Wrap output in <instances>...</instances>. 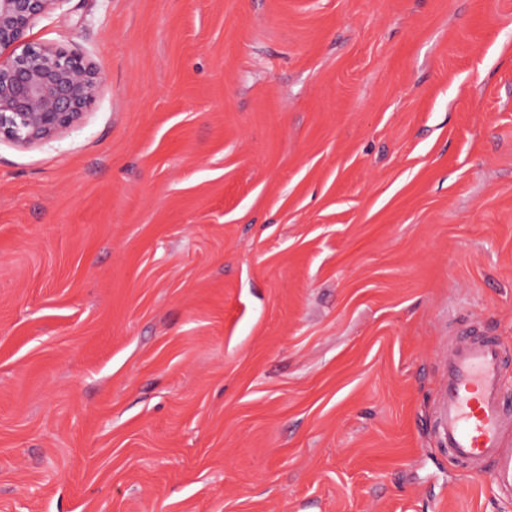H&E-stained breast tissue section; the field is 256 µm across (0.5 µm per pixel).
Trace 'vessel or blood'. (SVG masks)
Segmentation results:
<instances>
[{
  "label": "vessel or blood",
  "instance_id": "obj_1",
  "mask_svg": "<svg viewBox=\"0 0 512 512\" xmlns=\"http://www.w3.org/2000/svg\"><path fill=\"white\" fill-rule=\"evenodd\" d=\"M512 352L498 339L457 331L448 348L439 429L444 448L473 476H489L512 502Z\"/></svg>",
  "mask_w": 512,
  "mask_h": 512
}]
</instances>
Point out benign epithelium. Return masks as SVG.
Instances as JSON below:
<instances>
[{
	"mask_svg": "<svg viewBox=\"0 0 512 512\" xmlns=\"http://www.w3.org/2000/svg\"><path fill=\"white\" fill-rule=\"evenodd\" d=\"M59 0H0V141L33 145L77 123L101 76L79 53L26 40Z\"/></svg>",
	"mask_w": 512,
	"mask_h": 512,
	"instance_id": "benign-epithelium-1",
	"label": "benign epithelium"
}]
</instances>
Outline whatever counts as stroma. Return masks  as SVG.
<instances>
[{
  "label": "stroma",
  "instance_id": "stroma-1",
  "mask_svg": "<svg viewBox=\"0 0 512 512\" xmlns=\"http://www.w3.org/2000/svg\"><path fill=\"white\" fill-rule=\"evenodd\" d=\"M103 75L0 142V512H512L437 433L512 347V0H59Z\"/></svg>",
  "mask_w": 512,
  "mask_h": 512
}]
</instances>
